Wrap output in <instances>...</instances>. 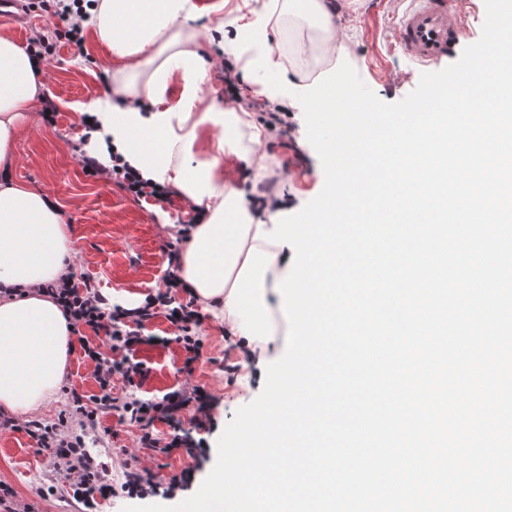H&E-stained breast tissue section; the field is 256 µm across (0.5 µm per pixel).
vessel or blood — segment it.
I'll list each match as a JSON object with an SVG mask.
<instances>
[{
	"mask_svg": "<svg viewBox=\"0 0 512 512\" xmlns=\"http://www.w3.org/2000/svg\"><path fill=\"white\" fill-rule=\"evenodd\" d=\"M394 25L399 46L417 61L431 65L451 55L465 31V16L458 0H409ZM0 17L17 30H26L32 16L25 0H0Z\"/></svg>",
	"mask_w": 512,
	"mask_h": 512,
	"instance_id": "1",
	"label": "vessel or blood"
}]
</instances>
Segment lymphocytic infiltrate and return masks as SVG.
<instances>
[{
  "mask_svg": "<svg viewBox=\"0 0 512 512\" xmlns=\"http://www.w3.org/2000/svg\"><path fill=\"white\" fill-rule=\"evenodd\" d=\"M79 158L87 175H109L135 198H149L159 206L172 201L173 188L144 180L137 170L123 163L120 155H113L108 167L84 150L80 151ZM189 231V226H182L178 242L167 244L165 248L169 266L165 290L147 295L138 307L129 309L110 302L100 288L88 280L78 285L67 277L48 285V293L61 304L71 321L84 358L94 365L93 375L99 392L87 396L70 390L66 409L51 424L39 419L20 424L14 417L0 412V431L25 430L39 449L48 451L54 472L63 479L73 497L84 504L87 512H93L98 500L110 498L114 487L109 469L88 451L82 437L74 435L73 424L95 432L100 427L101 416L113 413L120 421L136 424L140 447L156 450L161 446L157 423L179 426L180 413L189 408L204 417L209 414L211 398L198 386L189 391L173 390L159 399L118 397L112 393L115 379H124L132 387L146 379L147 371L142 362L132 361L130 354L146 343L142 330L146 322L157 315H164L176 326L174 340L185 351L186 364H193L201 355L200 328L204 317L195 300L184 301L178 297L181 245L187 242Z\"/></svg>",
  "mask_w": 512,
  "mask_h": 512,
  "instance_id": "1",
  "label": "lymphocytic infiltrate"
}]
</instances>
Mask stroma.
Wrapping results in <instances>:
<instances>
[{
  "mask_svg": "<svg viewBox=\"0 0 512 512\" xmlns=\"http://www.w3.org/2000/svg\"><path fill=\"white\" fill-rule=\"evenodd\" d=\"M272 0H228L224 7V43L215 45L209 33L201 41L215 65L211 82L223 87L221 64L232 56L237 64L239 92H247L258 81L253 65L260 55L254 47H240L237 31L238 12L252 17L265 16ZM397 0H352L337 19V32L350 46L346 59L328 55L324 48L313 46L308 24L281 21L277 31L269 33L272 56L288 73L291 85L310 86L325 72L348 62L364 83L382 101L394 103L413 91L426 68L396 42L393 17ZM35 25L21 36L15 35L7 22L0 20V34L16 36L20 45L30 37L45 36L52 44L51 53L42 59L46 88L44 96L56 109L53 122L42 117V104H35L13 145L11 175L19 182L41 189L57 199L64 219L72 228L70 249L75 262V283L91 280L111 301L126 307L143 303L147 294L164 285L167 259L162 251L165 242L175 237L191 216V206L183 197L159 208L136 200L107 177L86 175L78 160L77 148L86 132L78 118L81 106L105 97L110 82L111 61L105 51L85 50L59 33L64 24L50 13L37 10ZM295 126L292 141L277 143L269 130H262L255 144L257 155L268 165L263 176L237 159L224 160V176L253 202L257 223L275 224L296 214L323 189L325 175L319 157L308 142L303 109L297 99H285L282 106ZM205 344L192 372H184L185 353L174 343L168 346L141 345L135 360L145 364L148 377L132 396L151 398L185 385L203 387L212 396L211 421L194 429L191 411L181 417L184 429L203 442L197 455L175 448L161 454L139 448L138 429L120 422L117 416L102 420L103 428L84 435L89 451L106 462L112 472L117 492L102 501L101 512H122L131 505L121 486L125 481V463L137 457L142 467L169 481L184 477L183 486L169 497H158V504L175 506L192 496L213 469L217 460V441L236 411L255 400L262 392L265 366L243 357L237 342L224 334L223 323L206 316L202 326ZM47 452L37 450L34 441L21 430L0 432V481L9 484L20 501L33 504L36 512H79L81 505L61 494H41L50 485Z\"/></svg>",
  "mask_w": 512,
  "mask_h": 512,
  "instance_id": "stroma-1",
  "label": "stroma"
}]
</instances>
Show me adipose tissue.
Here are the masks:
<instances>
[{
	"instance_id": "ef3b65f1",
	"label": "adipose tissue",
	"mask_w": 512,
	"mask_h": 512,
	"mask_svg": "<svg viewBox=\"0 0 512 512\" xmlns=\"http://www.w3.org/2000/svg\"><path fill=\"white\" fill-rule=\"evenodd\" d=\"M282 9L322 31L331 53L347 54L328 0H284ZM200 15L194 0H97L82 26L107 49L112 73L106 99L87 110L101 125L91 142L102 163L119 153L203 212L180 276L262 361L282 305L283 249L257 239L243 193L224 178L228 155L261 167L248 147L260 131L247 113L204 95L211 65L191 26ZM44 89L39 59L0 35V409L22 416L59 393L73 352L68 319L41 291L72 270L70 227L58 202L9 174L16 133Z\"/></svg>"
}]
</instances>
